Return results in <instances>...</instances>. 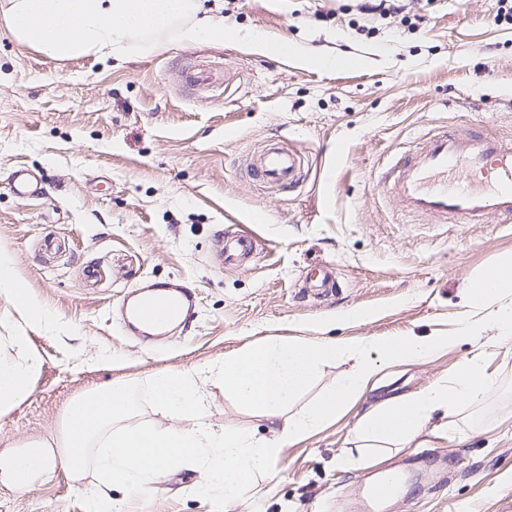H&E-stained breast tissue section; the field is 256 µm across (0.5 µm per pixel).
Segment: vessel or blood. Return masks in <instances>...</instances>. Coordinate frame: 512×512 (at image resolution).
Returning <instances> with one entry per match:
<instances>
[{
  "label": "vessel or blood",
  "instance_id": "1",
  "mask_svg": "<svg viewBox=\"0 0 512 512\" xmlns=\"http://www.w3.org/2000/svg\"><path fill=\"white\" fill-rule=\"evenodd\" d=\"M251 176L270 185H293L300 179L301 161L279 142L266 145L249 166ZM403 209L438 224H479L495 216L512 222V139L479 128L448 127L429 137L382 180ZM12 191L25 198L38 194L33 174L16 169ZM224 261L240 263L252 255L254 243L242 232L225 235ZM194 294L186 287L151 284L149 295L129 307L132 320L161 330L188 324Z\"/></svg>",
  "mask_w": 512,
  "mask_h": 512
}]
</instances>
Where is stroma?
I'll return each mask as SVG.
<instances>
[{
  "label": "stroma",
  "mask_w": 512,
  "mask_h": 512,
  "mask_svg": "<svg viewBox=\"0 0 512 512\" xmlns=\"http://www.w3.org/2000/svg\"><path fill=\"white\" fill-rule=\"evenodd\" d=\"M227 27L286 44L269 55L228 40L175 42L114 65L56 60L0 24V250L44 309L31 326L0 292V356L17 325L43 361L28 395L0 415V512H85L64 466L23 490L5 473L23 443L54 439L70 403L111 382L134 387L139 418L163 422L149 382L193 370L268 336L382 338L454 332L464 287L512 252V223L425 224L380 195L381 168L419 149L443 124H484L512 138V24L498 0H410L414 26L362 13L360 0H218ZM371 36H363L359 27ZM320 64H310V57ZM207 86L193 83L198 69ZM270 139L299 149L306 177L270 187L247 173ZM36 173L41 195L21 198L11 174ZM256 240L249 264L225 267L217 245L229 223ZM98 277L85 286L84 271ZM332 269L338 286L313 295L308 274ZM147 280L193 288L185 330L129 335L121 305ZM474 348L429 363L382 368L322 431L286 445L279 477L233 508L199 498L195 466L168 471L123 512H358L355 502L400 460L386 512H501L512 496V346L487 344L481 362L498 390L465 439L428 424L407 447L342 468L358 418L372 406L452 379ZM203 419L266 433L264 418L201 381Z\"/></svg>",
  "instance_id": "35a3bbf8"
}]
</instances>
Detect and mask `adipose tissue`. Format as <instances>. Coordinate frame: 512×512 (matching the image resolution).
Segmentation results:
<instances>
[{"label": "adipose tissue", "mask_w": 512, "mask_h": 512, "mask_svg": "<svg viewBox=\"0 0 512 512\" xmlns=\"http://www.w3.org/2000/svg\"><path fill=\"white\" fill-rule=\"evenodd\" d=\"M0 18L16 40L55 58L86 55L125 61L161 52L175 40L220 43L240 38L223 18L210 14L203 0H0ZM469 312L452 335L410 333L371 340L316 337L289 341L271 337L258 345L203 367L208 379L243 409L269 424L258 437L247 429H221L201 422L194 428L158 426L134 418L129 384L113 382L74 400L66 413L58 446L38 442L17 456L7 474L17 489L31 478L63 464L74 479L93 467L102 487L88 490L86 512H121L122 497L141 492L172 467L202 462L197 494L234 505L250 497L257 480H273L285 443L307 438L342 416L373 378L381 363L430 362L436 353L467 339L480 342L493 333L498 343H512V256L473 278L467 285ZM20 358L0 359V414L24 399L41 359L26 352L24 334L13 336ZM338 361L352 367L313 401L296 400ZM150 390L163 413L180 417L202 414L206 397L195 375L173 370L153 377ZM492 381L479 356L465 358L452 381L440 382L409 397L366 412L354 428L358 454H344L341 467H358L378 450L402 448L415 440L434 415L452 418L486 400Z\"/></svg>", "instance_id": "1"}]
</instances>
